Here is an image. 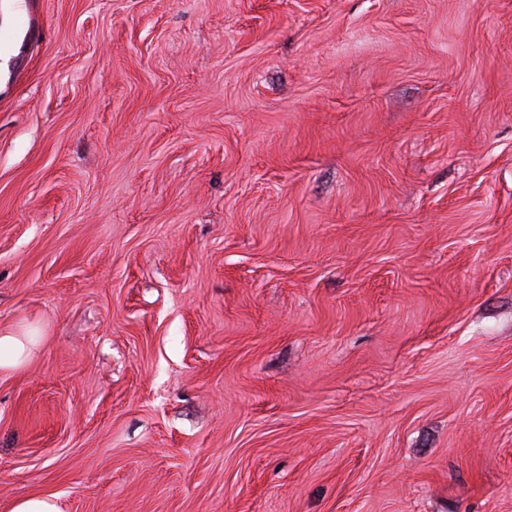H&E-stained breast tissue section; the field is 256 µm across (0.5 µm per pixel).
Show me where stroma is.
Segmentation results:
<instances>
[{
  "instance_id": "1",
  "label": "stroma",
  "mask_w": 512,
  "mask_h": 512,
  "mask_svg": "<svg viewBox=\"0 0 512 512\" xmlns=\"http://www.w3.org/2000/svg\"><path fill=\"white\" fill-rule=\"evenodd\" d=\"M0 330V512H512V0H0ZM35 336L12 330L0 331V370H12L24 365L37 347ZM10 512H59L53 496H30L17 499Z\"/></svg>"
}]
</instances>
